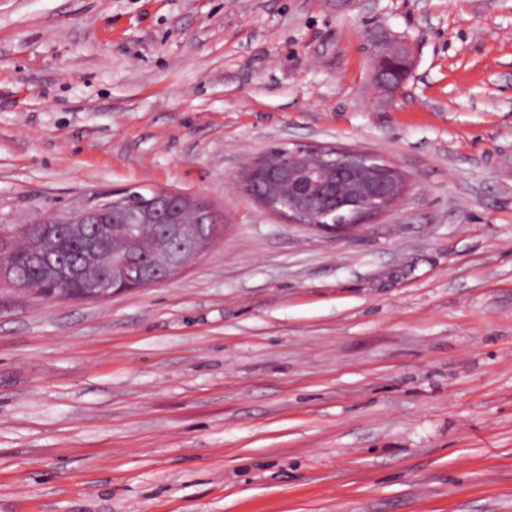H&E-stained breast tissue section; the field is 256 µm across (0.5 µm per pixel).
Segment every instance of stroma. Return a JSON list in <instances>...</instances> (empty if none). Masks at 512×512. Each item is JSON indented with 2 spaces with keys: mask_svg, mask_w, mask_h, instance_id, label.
<instances>
[{
  "mask_svg": "<svg viewBox=\"0 0 512 512\" xmlns=\"http://www.w3.org/2000/svg\"><path fill=\"white\" fill-rule=\"evenodd\" d=\"M289 142L410 188L288 222L236 183ZM130 186L223 233L105 301L0 278V512H512V0H0V250ZM379 48L380 50L378 51L376 59V84L380 89L387 92L396 90L403 83L411 70L412 59L410 52L404 43L384 45ZM391 64L397 65L399 72L402 74V79L397 85H393L392 81L387 77V72Z\"/></svg>",
  "mask_w": 512,
  "mask_h": 512,
  "instance_id": "stroma-1",
  "label": "stroma"
}]
</instances>
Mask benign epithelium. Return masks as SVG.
<instances>
[{
	"mask_svg": "<svg viewBox=\"0 0 512 512\" xmlns=\"http://www.w3.org/2000/svg\"><path fill=\"white\" fill-rule=\"evenodd\" d=\"M395 64L407 77L412 59L403 43L380 47L375 80L384 91ZM278 163L256 161L238 183L240 192L298 224L334 233L386 212L405 190L397 167L365 149L314 147L294 143L276 148ZM125 188L112 193L104 208L89 204L35 225L26 237L24 257L45 284L41 294L56 300H106L113 295L167 280L201 255L198 243L211 234V212L199 199L155 190L147 205H127ZM16 251L0 252V277L24 288L27 274L14 261ZM66 283L56 290L54 284Z\"/></svg>",
	"mask_w": 512,
	"mask_h": 512,
	"instance_id": "7a95c632",
	"label": "benign epithelium"
}]
</instances>
